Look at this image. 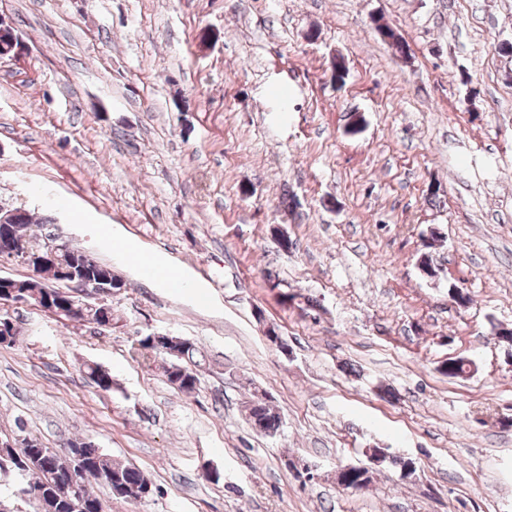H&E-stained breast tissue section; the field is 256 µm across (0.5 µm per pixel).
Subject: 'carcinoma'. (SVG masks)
I'll return each mask as SVG.
<instances>
[{
    "instance_id": "1",
    "label": "carcinoma",
    "mask_w": 512,
    "mask_h": 512,
    "mask_svg": "<svg viewBox=\"0 0 512 512\" xmlns=\"http://www.w3.org/2000/svg\"><path fill=\"white\" fill-rule=\"evenodd\" d=\"M40 222L34 216L25 214L17 224L10 225V233L14 236L34 239ZM84 258L85 263L92 273L101 276H109L112 269L90 258L76 248H70L58 253V265L69 262L73 255ZM60 280L58 272L47 267L42 270V279H10L11 290L22 296L32 292L45 294L51 291L53 295L52 305L55 315L59 318L69 319L73 322L89 321L97 325L112 323V316L105 313L104 306L95 305L82 311L73 310V300L70 295L59 288L51 286V283ZM195 345L181 340L172 347V352L167 354L169 363L164 367V375L172 387L180 392H191L196 388L199 377L194 360ZM87 374L104 391H112V375L108 371L94 364L87 365ZM247 418L255 425L263 428L267 433L278 432L281 426V416L276 408L270 404L267 398L253 396L245 405ZM80 467L82 470V484L80 486L79 501L82 506L74 508L69 503L70 491L66 490V477L70 469ZM15 473L17 476L29 478L28 487H40L46 495L33 501L35 512H105L103 502L94 495L88 485L91 482H100L106 485L112 496L116 498H128L127 490L141 488L150 485L147 477L138 469L112 459L101 451L93 458L77 464L73 454L63 458L48 448H41L38 442L31 439L23 440V447L15 448L8 443L0 445V474ZM340 483L344 484L348 491H360L368 488L371 476L357 466H345L337 475Z\"/></svg>"
}]
</instances>
